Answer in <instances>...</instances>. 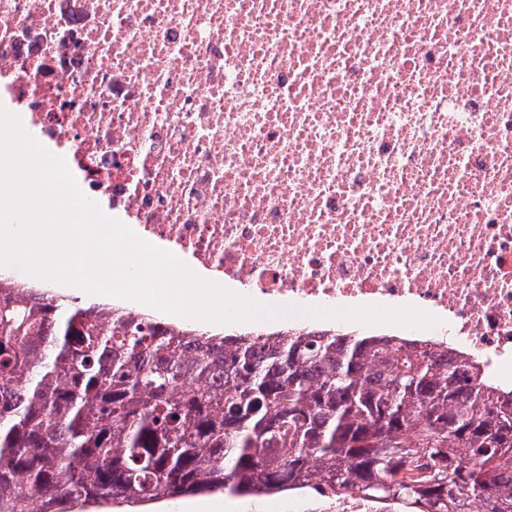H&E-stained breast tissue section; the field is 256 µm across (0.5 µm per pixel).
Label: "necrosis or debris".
<instances>
[{
	"label": "necrosis or debris",
	"mask_w": 512,
	"mask_h": 512,
	"mask_svg": "<svg viewBox=\"0 0 512 512\" xmlns=\"http://www.w3.org/2000/svg\"><path fill=\"white\" fill-rule=\"evenodd\" d=\"M0 79L277 321L444 335L512 389V0H0Z\"/></svg>",
	"instance_id": "obj_1"
}]
</instances>
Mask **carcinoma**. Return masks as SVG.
<instances>
[{"instance_id": "cac0c4a2", "label": "carcinoma", "mask_w": 512, "mask_h": 512, "mask_svg": "<svg viewBox=\"0 0 512 512\" xmlns=\"http://www.w3.org/2000/svg\"><path fill=\"white\" fill-rule=\"evenodd\" d=\"M212 334L0 276V512L314 489L512 512V391L388 334Z\"/></svg>"}]
</instances>
